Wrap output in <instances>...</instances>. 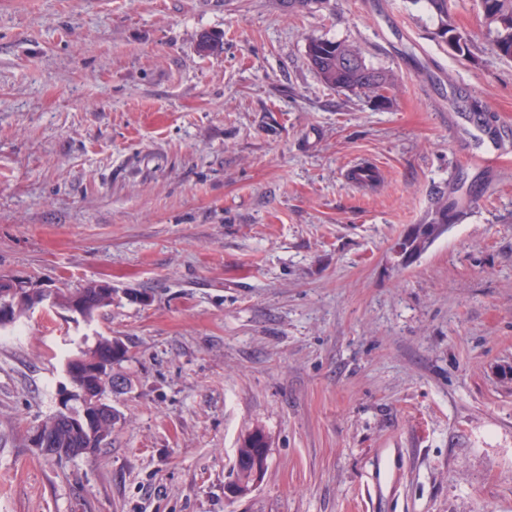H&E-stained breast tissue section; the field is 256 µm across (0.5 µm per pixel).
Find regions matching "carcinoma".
<instances>
[{
  "label": "carcinoma",
  "mask_w": 512,
  "mask_h": 512,
  "mask_svg": "<svg viewBox=\"0 0 512 512\" xmlns=\"http://www.w3.org/2000/svg\"><path fill=\"white\" fill-rule=\"evenodd\" d=\"M425 2L436 22V37L459 54L468 51V38L459 31L451 12L450 0ZM478 4L486 25L493 34L495 51L499 56L512 60V0H478ZM307 56L311 67L327 87L338 92L362 93L378 108L384 109L391 104L390 92L395 84L394 75L369 66L358 47L344 41L312 38L308 42ZM447 224L448 202L440 198L432 208L428 221L397 243L399 253L404 257L421 255ZM54 292L71 297L81 295L89 308L96 312L112 305V299L97 295L92 288H56ZM96 345L107 348L114 362L121 361L127 354V346L119 338L101 337ZM45 429L53 435L52 447L46 449L50 455L59 457L65 454L76 457L80 455L79 449L93 446L90 440L74 432L64 422L51 419L45 423ZM263 453H268V444L262 431L255 430L244 437L237 448L235 479L232 485L245 493L250 491L254 460Z\"/></svg>",
  "instance_id": "carcinoma-1"
}]
</instances>
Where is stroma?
Instances as JSON below:
<instances>
[{"label": "stroma", "instance_id": "stroma-1", "mask_svg": "<svg viewBox=\"0 0 512 512\" xmlns=\"http://www.w3.org/2000/svg\"><path fill=\"white\" fill-rule=\"evenodd\" d=\"M451 2L463 56L424 0H0V275L112 286L91 320L0 327V512H512V163L465 157L470 113L512 139V61ZM313 37L393 72L392 107L327 88ZM364 157L373 190L343 177ZM101 336L128 347L120 418L46 455ZM256 429L267 467L230 497ZM447 224L448 201H443L439 197L430 212L428 221L419 225L415 233L409 232L397 243L399 253L402 257L420 256L429 248Z\"/></svg>", "mask_w": 512, "mask_h": 512}]
</instances>
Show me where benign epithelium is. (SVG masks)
<instances>
[{
    "label": "benign epithelium",
    "instance_id": "1",
    "mask_svg": "<svg viewBox=\"0 0 512 512\" xmlns=\"http://www.w3.org/2000/svg\"><path fill=\"white\" fill-rule=\"evenodd\" d=\"M0 286L6 288L10 300L0 304V322H8L14 314L29 306L30 298L38 294V291L26 282L15 281L11 278L0 281ZM43 310L66 309L81 317L88 315L86 305L79 302L62 303L55 295L51 294L44 299L43 303L37 305ZM72 375L76 379L70 380L71 389L62 393L58 399V418L65 420L77 431H84L99 437L106 436L97 423L95 413L102 410L98 391L101 386H113L115 381L112 376V362H100L99 359L85 361V370L81 371L71 367Z\"/></svg>",
    "mask_w": 512,
    "mask_h": 512
}]
</instances>
